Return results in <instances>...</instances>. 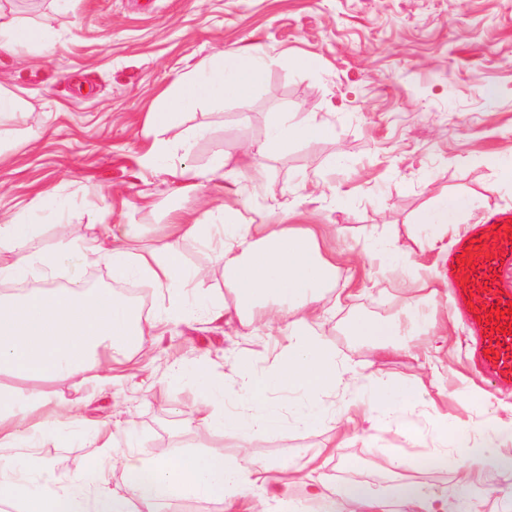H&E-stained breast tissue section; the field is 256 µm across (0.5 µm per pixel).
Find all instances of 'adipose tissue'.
Listing matches in <instances>:
<instances>
[{"instance_id":"adipose-tissue-1","label":"adipose tissue","mask_w":512,"mask_h":512,"mask_svg":"<svg viewBox=\"0 0 512 512\" xmlns=\"http://www.w3.org/2000/svg\"><path fill=\"white\" fill-rule=\"evenodd\" d=\"M48 39L43 30L16 18L0 4V52L18 53L41 49ZM270 58L250 49L219 54L203 68L178 77L150 114L154 128L167 129L179 115L207 100H248L265 85ZM333 125L305 116L297 122L275 121L263 144L274 152L292 139L319 141L334 137ZM475 213L463 197L440 196L418 221L441 231H468ZM324 224H212L189 213H175L160 228V243L136 246L131 226L116 229L105 224L98 237L76 249L86 264L111 265L115 277L149 281L163 296L160 311L142 315L130 302L106 289L85 290L79 280L70 286H48L24 294L0 293V447L30 448L36 437L53 425L72 421L76 403L56 399L45 382L78 378L98 384L111 381L114 371L140 352L148 350L153 337L190 316L188 295L200 293L207 275L186 266L180 251L184 240L213 245L223 263L224 286L230 300L213 298L202 312L212 323H240L252 331L277 330L287 338L279 356L266 371L255 372L250 363L238 361L234 403L224 400V378L212 374L200 362L199 399L190 409L184 426L200 438L214 433L237 440L246 447L252 437L281 431L292 423L315 428L334 413L320 404V393L343 389L349 400L342 416L346 424L368 422L415 441L422 432L398 410L413 407L411 386L376 381L371 401L356 393L336 369V353L318 332L327 315L324 293L336 276V255L324 246ZM40 232L39 225L0 214V247L11 248L15 258L0 263V284L37 271L53 278L57 255L32 252L28 243ZM512 433L475 432L470 443L457 453L463 482L481 481L487 466H499L504 492L512 498ZM121 469L129 477L124 489L109 482L62 480L51 463L41 461L22 469L0 464V501L16 512H162L170 500L204 499L222 512H241L246 499L254 504L248 512H288L287 487L308 486L312 499L322 501L323 512H387V499L366 489L346 493V505L328 498L315 474L316 458L300 467L283 470L258 465L255 458L230 461L207 451H188L178 456L143 458L132 454L114 436H107L94 459L93 468ZM148 471L149 481L136 475ZM398 512H480L479 502H461L446 492L423 483L394 487Z\"/></svg>"}]
</instances>
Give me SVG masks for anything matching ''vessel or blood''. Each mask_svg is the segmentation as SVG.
I'll list each match as a JSON object with an SVG mask.
<instances>
[{"label": "vessel or blood", "mask_w": 512, "mask_h": 512, "mask_svg": "<svg viewBox=\"0 0 512 512\" xmlns=\"http://www.w3.org/2000/svg\"><path fill=\"white\" fill-rule=\"evenodd\" d=\"M512 271V208L489 211L474 235L456 243L447 260L448 282L457 307L465 309L479 337L476 355L489 378L512 386V289L500 278ZM483 293L470 301L469 287Z\"/></svg>", "instance_id": "1"}]
</instances>
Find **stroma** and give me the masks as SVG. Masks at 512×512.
Here are the masks:
<instances>
[{"mask_svg": "<svg viewBox=\"0 0 512 512\" xmlns=\"http://www.w3.org/2000/svg\"><path fill=\"white\" fill-rule=\"evenodd\" d=\"M12 8L51 40L40 54H0V88L23 91L33 106L0 115V211H22L41 225L32 247L61 254L57 284L94 273L122 294L127 284L110 266L85 265L67 242L97 236L104 224H132L153 245L171 209L206 211L219 192L228 222L334 224L335 283L357 297L339 303L328 292L330 314L320 332L356 379L376 371L416 390L412 416L424 435L415 442L392 432L347 440L330 421L314 429L290 424L245 448L214 437L210 452L230 460L256 453L284 464L315 455L332 489L409 480L469 494L455 464L418 471L393 461L435 454L444 418L498 431L512 421V388L497 387L475 367L471 329L449 312L448 289L430 300L418 291L421 266L440 267L455 239L416 222L443 193L467 197L484 214L512 208V179L498 164L512 155V0H66L60 9L51 0L34 8L14 0ZM252 47L275 59L264 90L182 114L168 136L192 138L191 152L143 168L140 158L157 137L147 114L175 77L218 51ZM302 57L316 58L318 68L299 67ZM308 112L334 124L335 138L291 140L261 156L259 185L235 183L244 145H261L274 118ZM219 155L223 190L177 193L172 165L204 169ZM394 238L407 248L403 269L384 277L364 253ZM416 312L447 320L444 353L432 351L435 338L422 327L395 340L410 356L380 359L351 331L362 319ZM283 342L196 316L157 337L151 355L135 357L122 377L90 396L74 380L53 381L47 389L56 396L82 398V421L42 436L39 455L64 478L94 481L87 458L93 429L103 422L139 456L156 455L160 444L168 456L187 451L198 444L196 433L170 421L190 407L199 386L169 383L167 363L192 369L207 360L232 394L236 362L264 371Z\"/></svg>", "mask_w": 512, "mask_h": 512, "instance_id": "1", "label": "stroma"}]
</instances>
